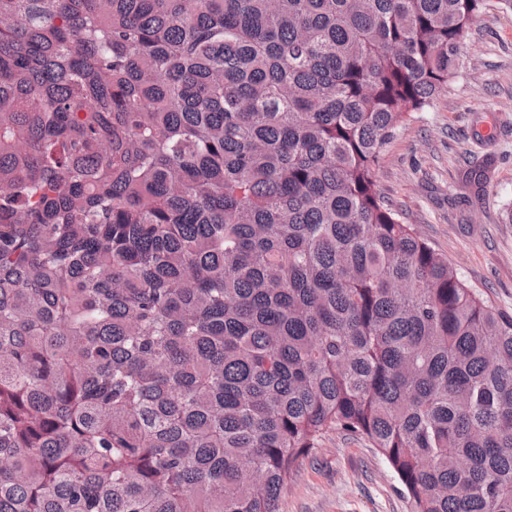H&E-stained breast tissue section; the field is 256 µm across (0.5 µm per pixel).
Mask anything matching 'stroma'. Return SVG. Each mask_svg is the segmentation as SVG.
I'll list each match as a JSON object with an SVG mask.
<instances>
[{
  "label": "stroma",
  "mask_w": 512,
  "mask_h": 512,
  "mask_svg": "<svg viewBox=\"0 0 512 512\" xmlns=\"http://www.w3.org/2000/svg\"><path fill=\"white\" fill-rule=\"evenodd\" d=\"M493 159L484 195L463 173ZM378 189L459 278L512 316V10L488 0L459 67L397 131L376 168ZM279 512H409L403 488L365 438L332 430L289 478Z\"/></svg>",
  "instance_id": "1"
}]
</instances>
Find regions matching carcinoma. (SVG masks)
<instances>
[{
	"instance_id": "obj_1",
	"label": "carcinoma",
	"mask_w": 512,
	"mask_h": 512,
	"mask_svg": "<svg viewBox=\"0 0 512 512\" xmlns=\"http://www.w3.org/2000/svg\"><path fill=\"white\" fill-rule=\"evenodd\" d=\"M486 2L0 0V512H278L331 429L512 512V316L375 176Z\"/></svg>"
}]
</instances>
